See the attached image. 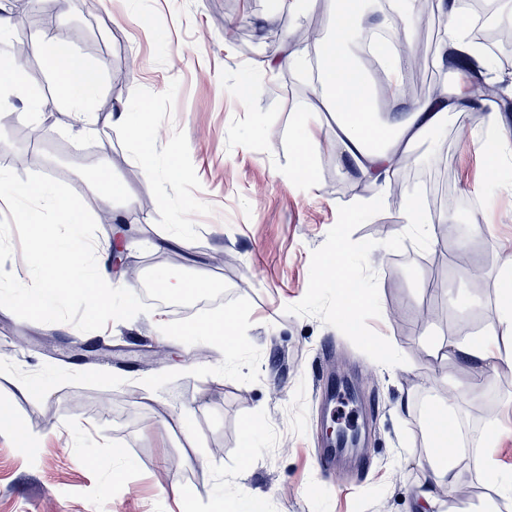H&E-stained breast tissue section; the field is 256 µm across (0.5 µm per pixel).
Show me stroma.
Wrapping results in <instances>:
<instances>
[{"label":"stroma","mask_w":512,"mask_h":512,"mask_svg":"<svg viewBox=\"0 0 512 512\" xmlns=\"http://www.w3.org/2000/svg\"><path fill=\"white\" fill-rule=\"evenodd\" d=\"M23 15L30 37V97L14 99L0 125V169L59 180L99 216L88 194L101 161L125 189L113 204L120 224H98L94 244L124 240L129 269L203 279L222 298L185 313H151L82 332L69 323L24 320L0 307V407L14 412L0 431V512H415L430 478L421 421L428 407L452 404L465 444L460 479L437 491L438 512H512L471 468L470 450L494 426L506 429L495 458L512 471V350L487 367L430 356L461 332L496 329L499 271L512 260V186L488 181L473 149L485 123L453 115L414 149L418 170L439 169L447 192L420 196L428 219H457L443 244L402 232L401 201L344 223L345 211L377 188L341 162L331 146L335 119L319 112L316 177L289 184L290 143L311 106L308 76L265 72L264 61L296 28L322 19L334 29L336 0L303 13L275 0H69ZM435 0H417L414 37L425 38L424 69L449 87L453 46ZM51 28L89 65L100 86L80 118L61 99L36 40ZM85 33L69 41L72 29ZM262 75L261 94L232 89L245 72ZM148 109L154 164L135 158L112 115ZM478 216L481 233L462 239ZM185 224V246L158 248L169 225ZM467 241L479 278L452 259ZM337 257L349 284L371 299L340 314L339 286L327 272ZM436 313L426 320L425 310ZM232 312L238 336L221 344L200 333ZM349 372L363 396L359 419L371 432L360 465L323 475L315 456L322 426L336 418L335 377ZM38 387V396L19 382ZM123 454H116V447ZM179 495H172L171 484Z\"/></svg>","instance_id":"35a3bbf8"}]
</instances>
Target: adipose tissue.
Wrapping results in <instances>:
<instances>
[{"label": "adipose tissue", "mask_w": 512, "mask_h": 512, "mask_svg": "<svg viewBox=\"0 0 512 512\" xmlns=\"http://www.w3.org/2000/svg\"><path fill=\"white\" fill-rule=\"evenodd\" d=\"M392 38L373 44L372 54L384 70L391 95H398L402 83L401 60L411 44V19L414 0H392ZM437 10L446 17V36L457 47L481 57L485 51L469 40L470 23L467 0H437ZM364 0H349L337 8L334 34L320 40L318 92L321 102L344 105L336 119L333 146L357 174L376 186L387 187L400 169L411 159L415 144L432 130L445 126L450 114L478 104L487 109L489 134L480 146L486 170L499 174L512 162V128L504 124L493 99L476 100L473 81L456 75L443 97L425 98L405 107L400 114L380 118L374 104V89L369 80L354 77L355 69L348 46L355 35L364 30ZM44 62L55 75L59 92L71 105L72 112L83 114L88 99L95 93L100 79L98 68L89 66L67 46L55 42L50 32H43ZM314 113H302L299 134L294 141V168L290 180L309 182L315 177V153L318 140L313 131ZM500 299L497 305V329L491 334L465 335L448 344L449 354L470 363L475 377L501 355L503 345L512 343V263L500 271ZM501 440L499 430L486 433L480 446L471 454V466L486 484L504 500L512 499V479L497 468L492 452Z\"/></svg>", "instance_id": "obj_1"}]
</instances>
